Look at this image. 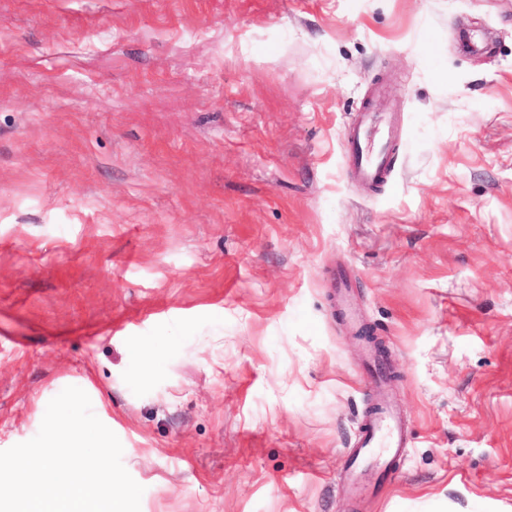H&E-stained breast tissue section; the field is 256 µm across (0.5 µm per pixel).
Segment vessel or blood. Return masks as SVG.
Masks as SVG:
<instances>
[{"label": "vessel or blood", "instance_id": "obj_1", "mask_svg": "<svg viewBox=\"0 0 512 512\" xmlns=\"http://www.w3.org/2000/svg\"><path fill=\"white\" fill-rule=\"evenodd\" d=\"M395 131L392 117L383 112L363 113L358 125L350 131L349 158L360 180L375 183L382 178L390 163L389 147ZM368 383L374 400L354 451L345 454L341 465L343 476L351 481L371 462L379 472L389 471L408 446L401 415L386 391L383 372L374 370Z\"/></svg>", "mask_w": 512, "mask_h": 512}]
</instances>
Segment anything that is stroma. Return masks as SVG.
I'll list each match as a JSON object with an SVG mask.
<instances>
[{
  "label": "stroma",
  "mask_w": 512,
  "mask_h": 512,
  "mask_svg": "<svg viewBox=\"0 0 512 512\" xmlns=\"http://www.w3.org/2000/svg\"><path fill=\"white\" fill-rule=\"evenodd\" d=\"M69 386L141 512H512V0H0V450ZM396 125L384 112H363L358 125L349 133V158L356 176L366 183H377L390 163L389 147ZM372 372L367 379L374 400L360 428L355 450L344 455L341 465V473L351 482L370 462L375 463L379 473H386L408 448L401 415L385 388L384 373L378 368Z\"/></svg>",
  "instance_id": "obj_1"
}]
</instances>
